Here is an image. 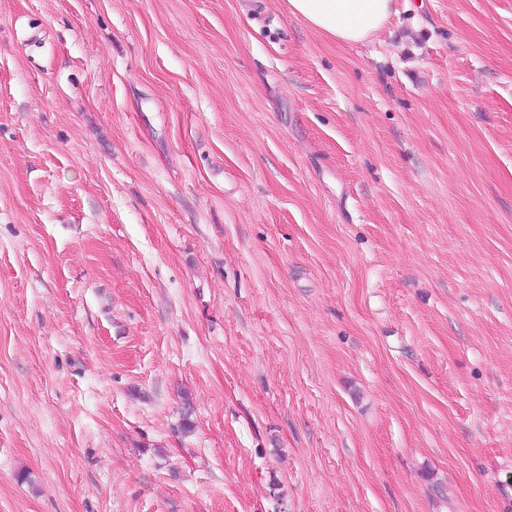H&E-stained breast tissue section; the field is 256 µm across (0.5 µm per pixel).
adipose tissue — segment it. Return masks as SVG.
<instances>
[{
  "instance_id": "obj_1",
  "label": "adipose tissue",
  "mask_w": 512,
  "mask_h": 512,
  "mask_svg": "<svg viewBox=\"0 0 512 512\" xmlns=\"http://www.w3.org/2000/svg\"><path fill=\"white\" fill-rule=\"evenodd\" d=\"M292 16L342 44H361L375 36L394 12V0H287Z\"/></svg>"
}]
</instances>
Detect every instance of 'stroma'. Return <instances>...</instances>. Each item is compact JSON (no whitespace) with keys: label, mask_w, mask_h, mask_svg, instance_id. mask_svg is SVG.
I'll list each match as a JSON object with an SVG mask.
<instances>
[{"label":"stroma","mask_w":512,"mask_h":512,"mask_svg":"<svg viewBox=\"0 0 512 512\" xmlns=\"http://www.w3.org/2000/svg\"><path fill=\"white\" fill-rule=\"evenodd\" d=\"M0 0V512H512V0ZM288 12L342 44L375 36L394 12V0H287Z\"/></svg>","instance_id":"stroma-1"}]
</instances>
